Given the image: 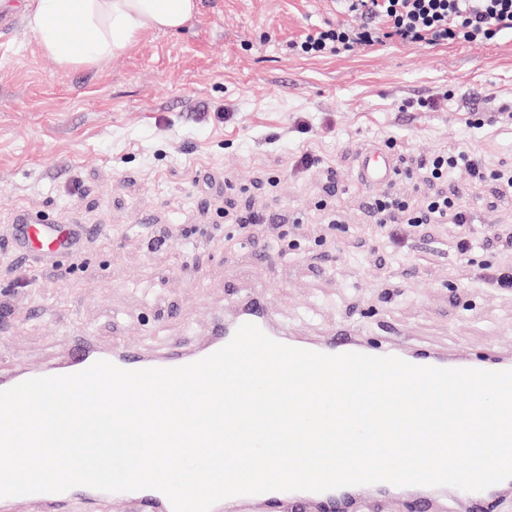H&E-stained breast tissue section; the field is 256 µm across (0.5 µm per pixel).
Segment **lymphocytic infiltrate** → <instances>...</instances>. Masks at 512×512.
Masks as SVG:
<instances>
[{
	"label": "lymphocytic infiltrate",
	"instance_id": "1",
	"mask_svg": "<svg viewBox=\"0 0 512 512\" xmlns=\"http://www.w3.org/2000/svg\"><path fill=\"white\" fill-rule=\"evenodd\" d=\"M346 12L360 17L359 25L339 24L317 31L296 43L300 54L320 57L387 43L417 44L442 40L476 42L489 40L498 33L512 30V0H342ZM465 167L473 180L494 177L512 190V168L489 172L481 157L468 152L438 153L422 159L417 169L422 177L440 180L450 170ZM371 208L377 216L373 234L396 236L397 222L408 219L412 224L451 222L461 228L456 248L459 254L469 251L466 232L472 213L461 195H437L421 210H414L404 198L386 193L373 196Z\"/></svg>",
	"mask_w": 512,
	"mask_h": 512
}]
</instances>
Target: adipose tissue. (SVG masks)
Wrapping results in <instances>:
<instances>
[{"label": "adipose tissue", "instance_id": "obj_1", "mask_svg": "<svg viewBox=\"0 0 512 512\" xmlns=\"http://www.w3.org/2000/svg\"><path fill=\"white\" fill-rule=\"evenodd\" d=\"M198 0H23L22 19L61 67L95 64L149 30L176 32Z\"/></svg>", "mask_w": 512, "mask_h": 512}]
</instances>
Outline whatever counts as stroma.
<instances>
[{
    "label": "stroma",
    "mask_w": 512,
    "mask_h": 512,
    "mask_svg": "<svg viewBox=\"0 0 512 512\" xmlns=\"http://www.w3.org/2000/svg\"><path fill=\"white\" fill-rule=\"evenodd\" d=\"M0 0V375L62 362L74 333L160 358L202 348L214 316L266 289L288 337L338 328L407 352L512 364V289L472 270L512 225V192L442 182L414 162L469 150L512 164V31L481 42L358 47L319 58L290 42L344 16L336 0H199L182 31H149L93 65L61 68ZM421 99L437 100L428 110ZM391 151L395 189L418 203L457 193L459 230L422 224L402 243L368 235L360 155ZM311 153L317 161L301 167ZM272 221L245 228L233 213ZM90 234L55 264L15 251L20 214Z\"/></svg>",
    "instance_id": "35a3bbf8"
}]
</instances>
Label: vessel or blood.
Returning <instances> with one entry per match:
<instances>
[{"label":"vessel or blood","instance_id":"b4317fda","mask_svg":"<svg viewBox=\"0 0 512 512\" xmlns=\"http://www.w3.org/2000/svg\"><path fill=\"white\" fill-rule=\"evenodd\" d=\"M396 174V166L390 153L382 149H373L361 154L356 171L359 183L374 187L391 181ZM84 236V230L78 224H34L28 218H21L12 229V238L17 249L24 254L44 262L54 255L75 249ZM242 308L245 321L260 328L268 326V309L264 292H257L246 299ZM229 338L224 333L223 322H216L210 341L200 353L187 354L178 349L167 352L160 360L152 361L131 350H103L94 346L85 336L72 339V352L62 365L44 369H25L9 376H0V390L32 378L73 374L85 370L99 360H107L123 369L135 370L157 366L176 367L197 361L198 357L208 356L225 346ZM317 352L342 354L359 352L372 356H385L391 349L387 346L369 347L356 339L340 335L328 342L317 345ZM339 490L326 492L310 491H271L256 495H238L216 503L211 512H222L223 508H232L233 512H308L312 502H321L324 512H343L345 504L339 498ZM123 500L130 503L133 512H173L169 499L161 492L144 489L123 493Z\"/></svg>","mask_w":512,"mask_h":512}]
</instances>
